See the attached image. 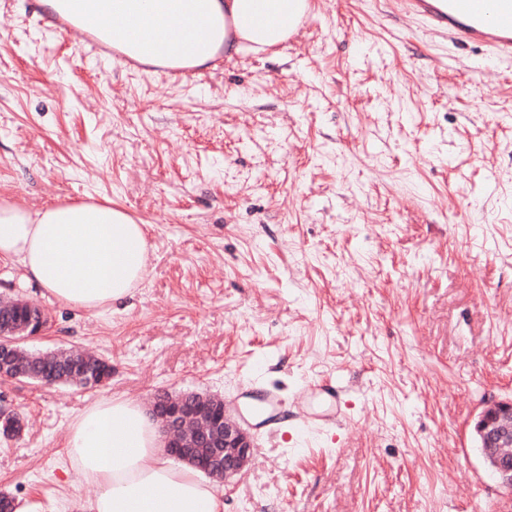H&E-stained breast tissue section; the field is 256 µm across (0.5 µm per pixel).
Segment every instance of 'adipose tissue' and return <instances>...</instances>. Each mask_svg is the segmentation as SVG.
<instances>
[{"label": "adipose tissue", "mask_w": 512, "mask_h": 512, "mask_svg": "<svg viewBox=\"0 0 512 512\" xmlns=\"http://www.w3.org/2000/svg\"><path fill=\"white\" fill-rule=\"evenodd\" d=\"M145 15L141 40L161 27L203 15L192 36L199 50L183 58L170 43L157 62L199 67L219 49L259 52L297 31L308 0H133ZM147 226L124 209L91 202L28 210L0 204V260L19 264L26 280L59 304L91 314L131 296L147 266ZM149 410L121 399L86 406L71 423L64 455L72 469L98 487L84 512H224L200 472L174 464Z\"/></svg>", "instance_id": "adipose-tissue-1"}]
</instances>
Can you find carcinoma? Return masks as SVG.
<instances>
[{
    "instance_id": "1",
    "label": "carcinoma",
    "mask_w": 512,
    "mask_h": 512,
    "mask_svg": "<svg viewBox=\"0 0 512 512\" xmlns=\"http://www.w3.org/2000/svg\"><path fill=\"white\" fill-rule=\"evenodd\" d=\"M35 324L43 328L48 324L43 309L16 297L0 299V332L4 333V338H19ZM5 373L28 381L86 388L99 385L103 376L112 378V363L73 349L33 352L19 343L14 345L13 357Z\"/></svg>"
}]
</instances>
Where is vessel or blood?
Instances as JSON below:
<instances>
[{"label": "vessel or blood", "instance_id": "1", "mask_svg": "<svg viewBox=\"0 0 512 512\" xmlns=\"http://www.w3.org/2000/svg\"><path fill=\"white\" fill-rule=\"evenodd\" d=\"M404 12L428 26L448 32L454 43L483 47L488 58H512V0H399ZM58 28L79 27L86 35L84 49L108 56L120 65L131 59L111 41L100 38L99 18L92 11H80L72 19L56 18ZM344 388L329 381L305 385L297 399L315 396L339 400Z\"/></svg>", "mask_w": 512, "mask_h": 512}]
</instances>
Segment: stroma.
Returning a JSON list of instances; mask_svg holds the SVG:
<instances>
[{
    "label": "stroma",
    "instance_id": "stroma-1",
    "mask_svg": "<svg viewBox=\"0 0 512 512\" xmlns=\"http://www.w3.org/2000/svg\"><path fill=\"white\" fill-rule=\"evenodd\" d=\"M38 0H0V200L114 204L148 226L143 281L92 315L0 261L39 303L35 350L94 349V388L0 382L26 418L0 436V492L79 512L70 422L102 398L278 389L279 435L219 487L224 512H512L472 425L512 397V63L422 29L397 0H312L289 41L190 76L80 49ZM345 386L307 429V383Z\"/></svg>",
    "mask_w": 512,
    "mask_h": 512
}]
</instances>
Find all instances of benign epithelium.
I'll list each match as a JSON object with an SVG mask.
<instances>
[{
	"mask_svg": "<svg viewBox=\"0 0 512 512\" xmlns=\"http://www.w3.org/2000/svg\"><path fill=\"white\" fill-rule=\"evenodd\" d=\"M164 410L151 409L166 434L167 454L192 462L196 469L229 486L246 474L252 462L249 432L230 418L228 408L218 414L207 406L187 408L159 393ZM478 447L484 462L500 487L512 496V398L486 405L474 423Z\"/></svg>",
	"mask_w": 512,
	"mask_h": 512,
	"instance_id": "7a95c632",
	"label": "benign epithelium"
}]
</instances>
